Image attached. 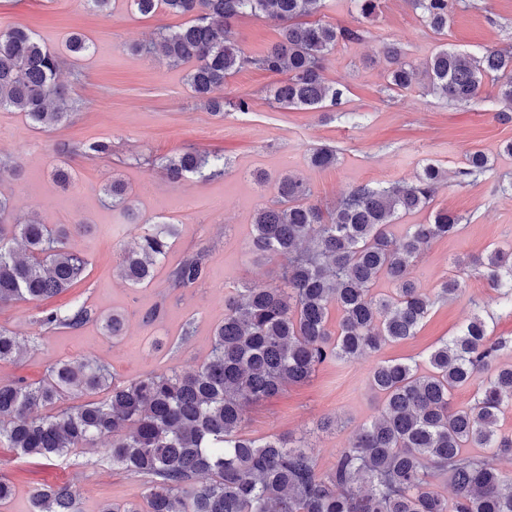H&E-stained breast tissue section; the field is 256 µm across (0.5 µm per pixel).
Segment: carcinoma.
I'll use <instances>...</instances> for the list:
<instances>
[{"mask_svg":"<svg viewBox=\"0 0 512 512\" xmlns=\"http://www.w3.org/2000/svg\"><path fill=\"white\" fill-rule=\"evenodd\" d=\"M422 23L437 33L448 28L461 0H410ZM141 15L163 7L190 21L168 29L145 53L177 67L192 62L188 83L215 115L224 98L215 92L245 67L284 79L270 91L281 107L319 109L341 103L343 89L326 82L328 55L340 43L360 41L366 30L303 18L316 15L325 0H130ZM243 14L281 22L280 40L257 56H246L233 40L230 23ZM389 87L409 89L417 73L449 104H479L486 80L512 109V54L492 47L479 57L441 49L417 67L402 49L386 44ZM55 51L31 30H0V109L23 113L32 125L51 131L74 115V100L57 82ZM86 157L112 154V143L88 141ZM336 149L317 147L309 156L316 169L336 166ZM165 177L209 179L224 174V156L184 149L151 160ZM488 156L467 153L456 177L483 173ZM447 173L425 164L410 182L365 183L348 189L329 210L312 201L299 176L274 184L269 204L256 210L246 246L250 255L282 259L273 286L236 288L224 298V320L215 328L206 361L195 371L150 372L118 382L105 365L90 360L59 361L44 379L0 382V443L24 456L64 460L76 449L112 438L104 449L112 465L146 479L145 505L106 504L101 512H512V474L497 461L512 456V434L499 418L512 410V365L498 363L512 351V339L494 335L487 302L474 303L468 322L416 360H379L369 382L379 398L378 415L351 436L325 474L303 446L285 437L256 440L242 434L245 408L276 396L284 387L311 378L316 369L378 353L387 343L417 334L435 299L464 288L444 280L431 297L413 276L417 259L439 239L460 230L462 217L444 209L427 224H410L399 236L401 214L430 207ZM112 209L136 222L128 186L114 179L104 188ZM85 224L50 226L14 214L0 191V304L41 302L84 278L88 260L69 240ZM177 225L160 223L121 247L120 272L133 285L150 279L165 262ZM471 267L496 292L499 311L512 315V250L494 246L470 259ZM205 275L202 253L189 255L170 271L174 287ZM391 294L376 293L379 281ZM340 320L331 327V309ZM90 321L110 338L124 335L119 312L99 314L86 303L41 312L45 333L77 330ZM23 354L19 336L0 327V362ZM473 390L464 407L454 391ZM103 394L56 413H45L68 396ZM470 448L483 453L472 455ZM452 486L453 500L438 485ZM30 512H77L67 485H42L31 494Z\"/></svg>","mask_w":512,"mask_h":512,"instance_id":"obj_1","label":"carcinoma"}]
</instances>
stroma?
I'll list each match as a JSON object with an SVG mask.
<instances>
[{
	"instance_id": "stroma-1",
	"label": "stroma",
	"mask_w": 512,
	"mask_h": 512,
	"mask_svg": "<svg viewBox=\"0 0 512 512\" xmlns=\"http://www.w3.org/2000/svg\"><path fill=\"white\" fill-rule=\"evenodd\" d=\"M320 17L339 26L364 24L370 31L363 41L337 45L326 61V81L344 91L340 105L319 110L271 106L267 91L276 76L244 69L226 79L223 95L249 99V111L219 117L190 90L188 66L171 68L131 50L154 39L159 29L181 25L182 17L144 16L128 0H113L107 19L90 12L83 0H0V29L26 26L57 51L60 78L75 99L71 121L51 132L35 128L22 113L0 109V160L15 159L22 166L21 176L0 183V191L12 196L20 216L34 213L45 224L79 219L91 227L71 242L88 259L83 280L40 304L0 305V326L26 344L19 362L0 364V381L21 377L36 383L56 362L81 358L104 362L122 382L152 371L199 367L224 318L225 295L245 285L267 286L278 275L279 259L245 252L255 211L273 197L272 190L256 185L258 171L272 181L284 174L301 176L314 201L331 208L358 184L408 181L428 162L451 174L463 167L471 149L489 158L483 174L462 184L449 181L439 191L434 208L462 215L465 222L457 235L432 244L414 269L427 293L454 276L464 281L463 290L436 301L413 338L386 344L374 358L322 365L307 382L246 407L245 436L303 440L318 471H329L352 433L377 413L379 401L368 382L375 359L423 360L471 316L474 301L488 300L486 281L458 261L491 244L512 245V193L502 189L512 180V155L503 150L512 140V118L503 117L504 105L490 85L472 110L449 106L419 84L408 91L391 89L382 46L399 44L416 65L444 47L476 55L486 47L512 51V0H473L472 6L455 10L440 34L424 26L407 0H378L369 22L362 21L354 0H327ZM232 31L242 52L254 56L278 40L280 26L270 18L244 15ZM74 33L93 42V54L67 50ZM94 140L111 142V156L89 159L78 153V146ZM325 145L336 148V167H309L310 149ZM187 147L224 154L223 176L202 184L193 178L172 183L150 164ZM138 155L145 164L135 163ZM62 162L73 174L65 189L52 176ZM115 177L131 188L141 220L180 228L165 266L152 281L137 286L127 284L118 270L119 247L135 231L105 199L104 189ZM200 251L206 254L205 277L189 288L171 286L170 267ZM78 301L100 313H123L124 336L107 339L93 322L41 335L35 322L41 309ZM331 416L341 419V427L321 430V419ZM0 480L15 489L0 512H30L32 491L45 484H69L79 512L138 500L144 491L143 477L113 468L102 450L93 448L47 462L0 444Z\"/></svg>"
}]
</instances>
